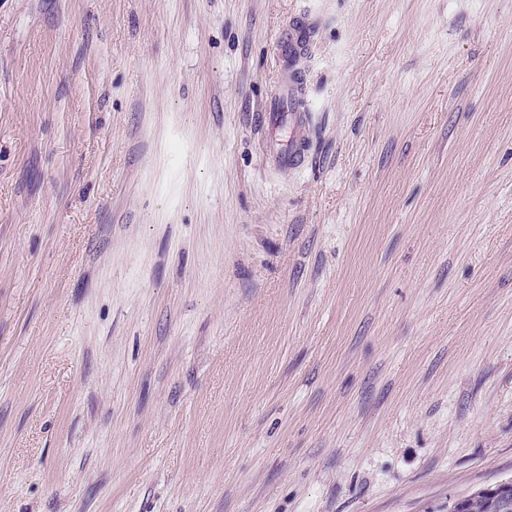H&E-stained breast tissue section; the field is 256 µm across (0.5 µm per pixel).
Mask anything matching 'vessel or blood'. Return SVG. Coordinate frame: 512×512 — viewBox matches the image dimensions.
I'll return each mask as SVG.
<instances>
[{
  "instance_id": "1",
  "label": "vessel or blood",
  "mask_w": 512,
  "mask_h": 512,
  "mask_svg": "<svg viewBox=\"0 0 512 512\" xmlns=\"http://www.w3.org/2000/svg\"><path fill=\"white\" fill-rule=\"evenodd\" d=\"M314 36L305 17L297 15L280 31L276 40L275 55L281 64L282 78L264 104L260 124L264 130L263 157L268 164L280 169H299L310 157L304 86L293 64L307 52Z\"/></svg>"
}]
</instances>
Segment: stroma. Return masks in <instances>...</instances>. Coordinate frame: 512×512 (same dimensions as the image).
<instances>
[{
	"label": "stroma",
	"instance_id": "35a3bbf8",
	"mask_svg": "<svg viewBox=\"0 0 512 512\" xmlns=\"http://www.w3.org/2000/svg\"><path fill=\"white\" fill-rule=\"evenodd\" d=\"M510 475L512 0H0V512H448ZM315 30L304 16L296 15L280 32L275 55L281 64L282 78L267 98L260 124L264 129L262 154L268 164L285 170H296L307 164L310 141L306 136L309 115L304 107L303 81L294 68V61L304 55L312 44ZM288 128V137L282 136Z\"/></svg>",
	"mask_w": 512,
	"mask_h": 512
}]
</instances>
